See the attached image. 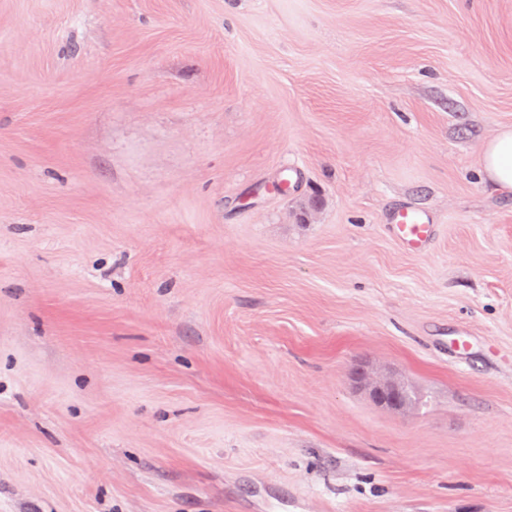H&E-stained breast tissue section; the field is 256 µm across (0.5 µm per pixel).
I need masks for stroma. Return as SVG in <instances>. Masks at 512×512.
Masks as SVG:
<instances>
[{
    "label": "stroma",
    "mask_w": 512,
    "mask_h": 512,
    "mask_svg": "<svg viewBox=\"0 0 512 512\" xmlns=\"http://www.w3.org/2000/svg\"><path fill=\"white\" fill-rule=\"evenodd\" d=\"M505 126L512 0H0V512H512ZM483 176L502 191L512 192V126L503 127L483 146L480 156ZM397 238L412 249L426 246L432 237V224L416 211L406 210L397 213L394 219ZM356 375L369 389L370 397L378 405L401 410L413 405L417 400L416 394L403 382L389 377L371 381L364 370H359Z\"/></svg>",
    "instance_id": "35a3bbf8"
}]
</instances>
